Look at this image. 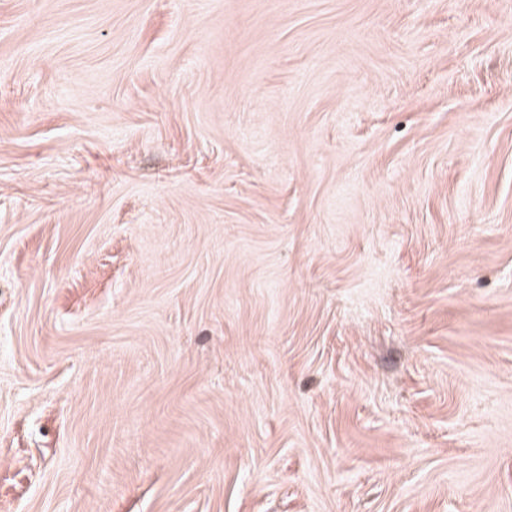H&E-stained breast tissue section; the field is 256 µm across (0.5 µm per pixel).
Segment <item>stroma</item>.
I'll use <instances>...</instances> for the list:
<instances>
[{"label": "stroma", "mask_w": 512, "mask_h": 512, "mask_svg": "<svg viewBox=\"0 0 512 512\" xmlns=\"http://www.w3.org/2000/svg\"><path fill=\"white\" fill-rule=\"evenodd\" d=\"M0 512H512V0H0Z\"/></svg>", "instance_id": "1"}]
</instances>
